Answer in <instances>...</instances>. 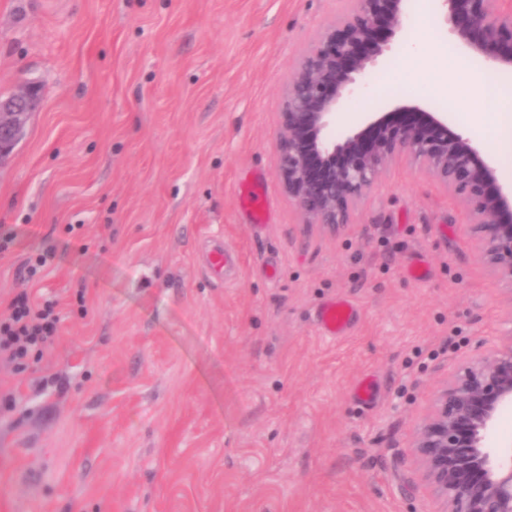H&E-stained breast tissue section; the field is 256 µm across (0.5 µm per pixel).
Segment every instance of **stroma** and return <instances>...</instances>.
I'll return each instance as SVG.
<instances>
[{
  "instance_id": "obj_1",
  "label": "stroma",
  "mask_w": 512,
  "mask_h": 512,
  "mask_svg": "<svg viewBox=\"0 0 512 512\" xmlns=\"http://www.w3.org/2000/svg\"><path fill=\"white\" fill-rule=\"evenodd\" d=\"M346 0H0V96L41 84L0 161V318L18 291L57 305L59 337L0 360V512H435L410 453L436 391L500 335L502 285L462 204L396 158L330 236L277 170L299 56ZM408 39L349 99L342 136L387 99L429 102ZM258 173L269 222L239 184ZM237 258L217 268L215 251ZM49 253L32 279L21 270ZM85 302L77 304V289ZM352 303L349 331L317 323ZM374 378L375 403L357 382ZM269 191V184L265 180H258L252 183L240 193V207L249 212L255 225L260 226L267 222L265 210L260 205L263 197ZM355 319L354 307L345 300H335L320 307L318 322L331 336L344 332Z\"/></svg>"
}]
</instances>
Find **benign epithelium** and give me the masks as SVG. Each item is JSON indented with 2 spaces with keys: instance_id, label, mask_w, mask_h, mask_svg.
I'll use <instances>...</instances> for the list:
<instances>
[{
  "instance_id": "benign-epithelium-1",
  "label": "benign epithelium",
  "mask_w": 512,
  "mask_h": 512,
  "mask_svg": "<svg viewBox=\"0 0 512 512\" xmlns=\"http://www.w3.org/2000/svg\"><path fill=\"white\" fill-rule=\"evenodd\" d=\"M337 25L325 30L296 62L280 112L278 180L302 222L336 234L352 223L357 203L391 162L404 156L465 207L478 260L505 284L512 302V182L495 158L448 126L443 112L397 106L368 112L364 127L342 137L331 130L344 103L390 51L378 35H407L409 0H348ZM448 34L465 55L512 70V3L437 0ZM41 87L28 83L0 98V158L21 139ZM463 359L437 392L417 429L412 455L421 482L442 512H512V450L492 447L504 407L512 404V327L495 344Z\"/></svg>"
}]
</instances>
